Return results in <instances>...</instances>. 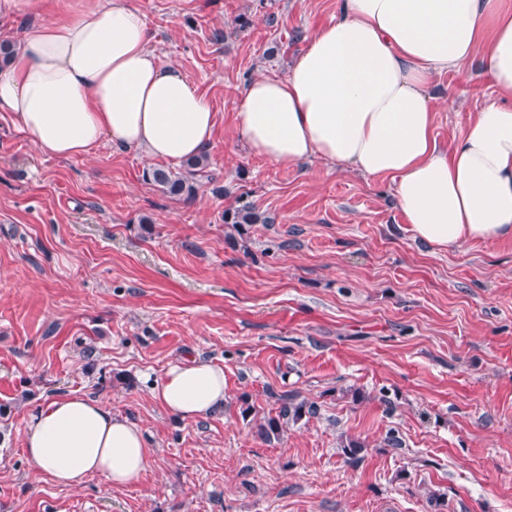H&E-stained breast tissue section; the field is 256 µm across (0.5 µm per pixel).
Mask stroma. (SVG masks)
Masks as SVG:
<instances>
[{"mask_svg":"<svg viewBox=\"0 0 512 512\" xmlns=\"http://www.w3.org/2000/svg\"><path fill=\"white\" fill-rule=\"evenodd\" d=\"M64 3L0 18V41ZM131 3L213 107L208 176L174 199L141 153L48 158L0 114V512H512V238L433 252L390 178L284 168L236 134L239 89L285 75L336 0ZM481 72L437 78L440 143L491 95ZM240 200L267 223H225ZM189 355L224 369V407L199 420L150 394ZM65 392L142 429L137 485L37 477L26 423ZM282 395L317 412L264 440Z\"/></svg>","mask_w":512,"mask_h":512,"instance_id":"obj_1","label":"stroma"}]
</instances>
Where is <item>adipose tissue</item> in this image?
<instances>
[{"label":"adipose tissue","instance_id":"ef3b65f1","mask_svg":"<svg viewBox=\"0 0 512 512\" xmlns=\"http://www.w3.org/2000/svg\"><path fill=\"white\" fill-rule=\"evenodd\" d=\"M131 0H71L27 26L0 67V112L45 156H91L101 142L181 162L203 154L215 116L182 70L149 47ZM481 58L493 96L448 144L433 133L428 89ZM249 151L291 169L313 159L388 176L415 239L440 252L512 237V7L505 0H337L286 77H258L236 100ZM153 398L188 420L224 406V369L171 365ZM27 460L52 483L100 476L137 484L149 464L138 426L106 402L53 396L27 425Z\"/></svg>","mask_w":512,"mask_h":512}]
</instances>
